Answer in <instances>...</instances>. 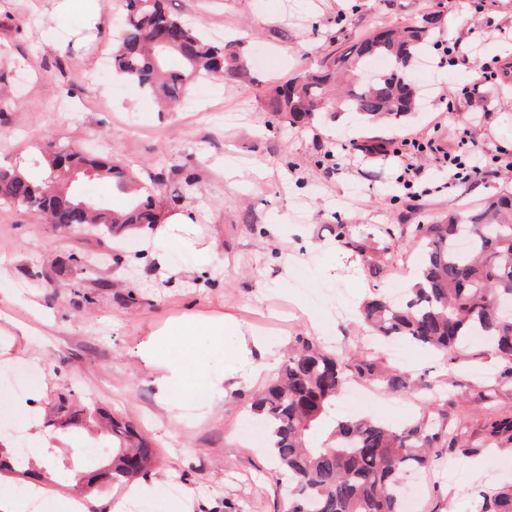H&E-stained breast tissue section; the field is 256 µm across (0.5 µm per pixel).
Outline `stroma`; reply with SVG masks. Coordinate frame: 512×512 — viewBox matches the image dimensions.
Listing matches in <instances>:
<instances>
[{"label": "stroma", "instance_id": "1", "mask_svg": "<svg viewBox=\"0 0 512 512\" xmlns=\"http://www.w3.org/2000/svg\"><path fill=\"white\" fill-rule=\"evenodd\" d=\"M194 19L209 38L230 41L245 73L204 79L183 105L160 111L155 99L101 68L114 48L124 0H0V61L25 68L0 124V165L24 162L45 136L57 146L96 142L104 154L142 180L166 171L190 174L197 191L184 200L200 243L217 239L222 265L209 284L173 278L150 266L146 232L115 237L100 230L67 234L17 207H0V371L37 369L42 432L56 435L54 464H95L110 444L94 429H58L51 403L66 395L84 416L118 412L152 442L156 468L143 485L160 482L184 512H282L287 478L252 432L251 392L265 378L242 382L224 399L207 391L158 402L156 373L137 348L148 334L179 318L221 315L244 334L276 342L284 359L303 335L343 356L366 351L439 385L449 423L467 425L479 441L487 416L474 400L488 385L494 360L479 343L455 361L403 342V358L371 343L358 316L373 291L402 295L421 261L411 235L449 212L477 210L512 188V0H166ZM441 10L438 43L459 41L468 63L449 64L431 50L412 72L427 94L425 107L398 120L366 123L349 112H326L292 124L272 112L270 92L318 68L345 43L385 27L404 26ZM496 76L476 80L481 64ZM483 149L491 166L482 178H450L444 151L461 134ZM433 140L414 150L412 140ZM381 140L392 154L370 162L364 142ZM418 174L421 194L407 197L397 177ZM345 225L348 246L336 244ZM394 246L384 261L383 250ZM94 263L81 272L70 256ZM89 304L77 307L76 295ZM368 403L356 412L404 425L433 410L421 391L394 394L365 384ZM417 512H475L478 493L512 487V450L475 460H449L429 475H411ZM192 497H185L186 489Z\"/></svg>", "mask_w": 512, "mask_h": 512}]
</instances>
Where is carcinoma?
<instances>
[{"label":"carcinoma","mask_w":512,"mask_h":512,"mask_svg":"<svg viewBox=\"0 0 512 512\" xmlns=\"http://www.w3.org/2000/svg\"><path fill=\"white\" fill-rule=\"evenodd\" d=\"M165 0H125L116 35L112 68L128 82L164 104H175L190 85L244 69L227 56L224 43L204 38L195 24L169 13ZM440 14L431 12L402 30L382 29L338 49L321 68L307 71L270 95L272 111L295 124L324 108L327 85L344 70H360L382 58L388 68L357 84L330 106L356 112L373 123L390 121L416 109L412 63L426 55ZM29 166L43 169L36 182L20 168L0 167V206L39 214L53 224H96L108 233L143 229L160 221L156 197L180 202L195 190L186 176L168 184L158 173L149 185L135 180L122 165L87 150L57 151L52 140L39 147ZM104 179L127 197L116 211L85 197L81 181ZM423 262L404 301L373 294L361 319L384 341H411L453 361L452 352L468 339L491 345L502 364L499 377L512 379V192L486 209L450 214L440 224H417ZM354 380L377 384L393 393L415 387L410 372L384 367L362 352L345 362L306 336L295 337L276 378L253 395L252 410L268 425L267 450L288 474L286 512H402L401 480L414 470L432 471L449 457H470L485 448L512 446V415L495 412L483 426L482 444L474 447L463 424H448L438 408L402 427L339 411L337 401ZM59 424L74 423L75 413L62 396L52 407ZM112 432V463L93 471L94 482L126 484L146 476L154 449L125 420L107 418ZM478 512H512V490L480 491Z\"/></svg>","instance_id":"carcinoma-1"}]
</instances>
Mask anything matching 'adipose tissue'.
Wrapping results in <instances>:
<instances>
[{"instance_id":"1","label":"adipose tissue","mask_w":512,"mask_h":512,"mask_svg":"<svg viewBox=\"0 0 512 512\" xmlns=\"http://www.w3.org/2000/svg\"><path fill=\"white\" fill-rule=\"evenodd\" d=\"M150 236L152 260L155 267L163 271H170L169 255L178 249L197 252L201 265L207 267L218 260L217 243L198 245L193 236V224L184 213L164 217L161 223L152 226ZM195 336L208 338L213 363L196 358L191 344ZM138 355L146 366L156 371L158 393L164 400L199 388L206 389L213 397H223L228 375L216 371L215 366L220 362L237 365L244 376L268 373L277 365L266 339L259 336L249 341L241 339L237 325L221 317L202 321L189 316L168 330L152 331L140 344ZM34 496L44 500L48 512H89L86 498L57 495L43 478L33 482L31 495L27 498L0 491V512H28L30 499Z\"/></svg>"}]
</instances>
